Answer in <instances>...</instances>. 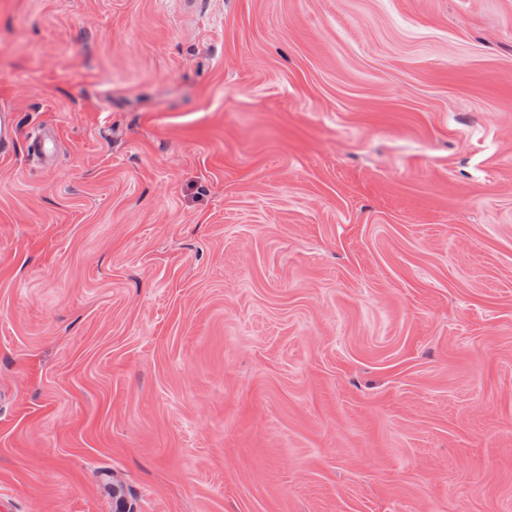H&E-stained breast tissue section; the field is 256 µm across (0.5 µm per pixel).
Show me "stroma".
Masks as SVG:
<instances>
[{"label":"stroma","mask_w":512,"mask_h":512,"mask_svg":"<svg viewBox=\"0 0 512 512\" xmlns=\"http://www.w3.org/2000/svg\"><path fill=\"white\" fill-rule=\"evenodd\" d=\"M4 107L0 512H512V0H0Z\"/></svg>","instance_id":"stroma-1"}]
</instances>
